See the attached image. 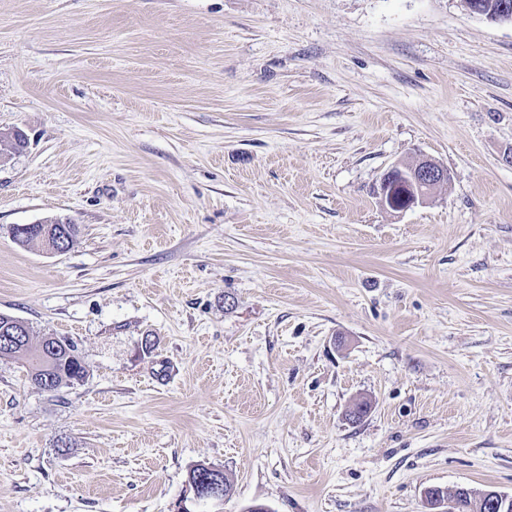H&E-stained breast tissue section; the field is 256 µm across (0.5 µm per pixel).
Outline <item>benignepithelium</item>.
<instances>
[{
	"instance_id": "7a95c632",
	"label": "benign epithelium",
	"mask_w": 512,
	"mask_h": 512,
	"mask_svg": "<svg viewBox=\"0 0 512 512\" xmlns=\"http://www.w3.org/2000/svg\"><path fill=\"white\" fill-rule=\"evenodd\" d=\"M465 7L468 12L478 15H486L487 18L499 22L512 21V5L503 3L494 13L484 11L478 0H467ZM25 136L20 129L10 133L0 134V164L10 159L17 150H9L7 143L15 142L16 136ZM448 179V170L429 158H423L409 171L401 167L392 168L384 176L381 183L380 204L387 210L403 212L417 205L425 203L434 188ZM74 227L65 219L56 224L45 225L42 229L44 237L43 247L50 253L65 252L72 240ZM196 500L221 501L224 499L223 488H206L195 484L192 486ZM424 497L429 512H449L448 500L441 495L425 489ZM461 499L470 502V512H480L483 505L501 508L512 501V495L489 489L475 492L468 488L461 489Z\"/></svg>"
}]
</instances>
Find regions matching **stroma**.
<instances>
[{
    "instance_id": "35a3bbf8",
    "label": "stroma",
    "mask_w": 512,
    "mask_h": 512,
    "mask_svg": "<svg viewBox=\"0 0 512 512\" xmlns=\"http://www.w3.org/2000/svg\"><path fill=\"white\" fill-rule=\"evenodd\" d=\"M0 512L512 494V24L462 0H0ZM449 180L402 213L383 174ZM79 227L50 254L12 229ZM370 405L351 421L356 401ZM232 481L198 503L190 469ZM30 335V331L23 336L0 333V359L22 362L28 367L31 381L45 391H57L86 377V368L74 342L55 337L58 342L54 336H45L33 348ZM42 353L49 354L52 362L43 361Z\"/></svg>"
}]
</instances>
